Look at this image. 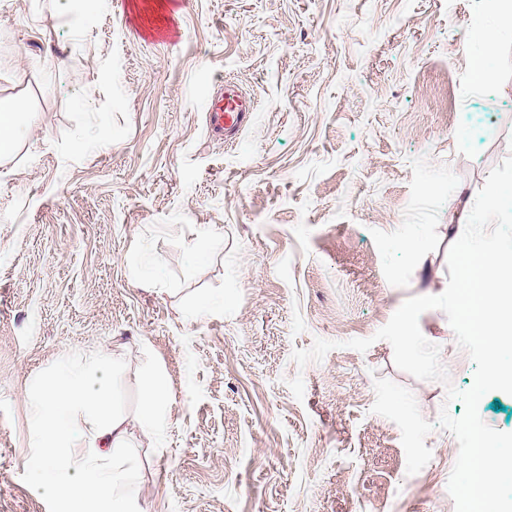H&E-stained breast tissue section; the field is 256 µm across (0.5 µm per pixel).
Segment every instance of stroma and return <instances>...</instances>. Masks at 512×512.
Listing matches in <instances>:
<instances>
[{
    "instance_id": "stroma-1",
    "label": "stroma",
    "mask_w": 512,
    "mask_h": 512,
    "mask_svg": "<svg viewBox=\"0 0 512 512\" xmlns=\"http://www.w3.org/2000/svg\"><path fill=\"white\" fill-rule=\"evenodd\" d=\"M491 2L0 0V99L28 106L0 161V512H62L30 486L32 389L90 351L128 418L146 369L168 388L163 443L122 452L135 512H455L457 441L434 430L407 475L374 381L434 422L463 415L446 387L474 365L436 309L419 326L449 383L374 335L446 289L512 154V31L485 49ZM227 80L257 103L233 144L204 117ZM318 338L336 349L298 367Z\"/></svg>"
}]
</instances>
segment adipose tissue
Masks as SVG:
<instances>
[{"instance_id":"ef3b65f1","label":"adipose tissue","mask_w":512,"mask_h":512,"mask_svg":"<svg viewBox=\"0 0 512 512\" xmlns=\"http://www.w3.org/2000/svg\"><path fill=\"white\" fill-rule=\"evenodd\" d=\"M36 409L35 451L26 460L33 489L57 498L66 512H88L98 503L107 512H131L123 491L129 470L115 452L127 447L130 425L160 436L169 410L164 382L148 375L142 410L131 422L110 406L101 357L68 355L41 388Z\"/></svg>"}]
</instances>
